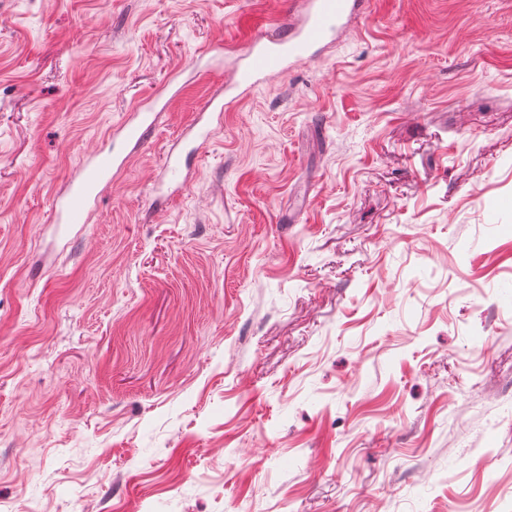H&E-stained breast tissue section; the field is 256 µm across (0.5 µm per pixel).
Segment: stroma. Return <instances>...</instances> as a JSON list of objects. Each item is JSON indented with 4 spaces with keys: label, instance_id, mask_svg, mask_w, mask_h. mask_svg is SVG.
I'll list each match as a JSON object with an SVG mask.
<instances>
[{
    "label": "stroma",
    "instance_id": "35a3bbf8",
    "mask_svg": "<svg viewBox=\"0 0 512 512\" xmlns=\"http://www.w3.org/2000/svg\"><path fill=\"white\" fill-rule=\"evenodd\" d=\"M288 2L0 0V512H512V0H372L165 203L196 49ZM183 69L175 71L163 88L135 102L121 124L112 129V142L120 140L124 151L99 152L87 157L73 174L66 187L52 199L55 224H88L103 187L112 180L114 170L120 171L152 138L159 112L166 110L179 95L185 82L179 81ZM160 107L159 111L157 108Z\"/></svg>",
    "mask_w": 512,
    "mask_h": 512
}]
</instances>
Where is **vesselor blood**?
I'll list each match as a JSON object with an SVG mask.
<instances>
[{
  "label": "vessel or blood",
  "mask_w": 512,
  "mask_h": 512,
  "mask_svg": "<svg viewBox=\"0 0 512 512\" xmlns=\"http://www.w3.org/2000/svg\"><path fill=\"white\" fill-rule=\"evenodd\" d=\"M370 0H292L286 13L262 21L241 49L217 43L205 54L221 65L229 77L222 93L207 99L194 119L184 127L181 139L191 153H199L224 125V116L247 100L254 88L286 75L297 65L320 58L351 23L364 13ZM183 88L171 75L155 95L135 102L121 124L112 130L123 150L99 152L87 157L66 187L52 200L59 224H85L113 172L122 170L152 138L157 117ZM161 181L169 193L184 191L188 182L176 147H169L162 164Z\"/></svg>",
  "instance_id": "vessel-or-blood-1"
}]
</instances>
